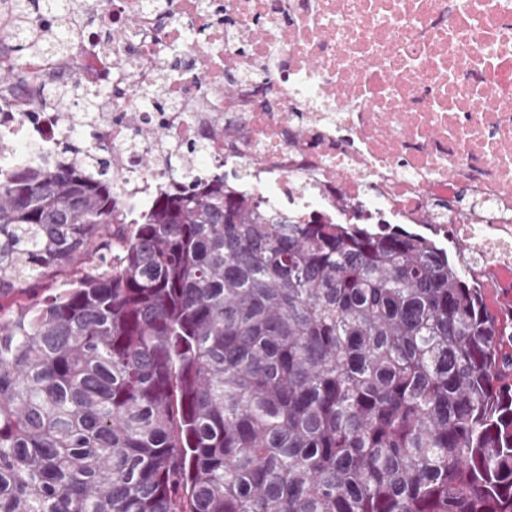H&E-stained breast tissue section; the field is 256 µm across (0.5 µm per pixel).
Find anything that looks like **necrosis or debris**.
I'll return each mask as SVG.
<instances>
[{
	"label": "necrosis or debris",
	"mask_w": 512,
	"mask_h": 512,
	"mask_svg": "<svg viewBox=\"0 0 512 512\" xmlns=\"http://www.w3.org/2000/svg\"><path fill=\"white\" fill-rule=\"evenodd\" d=\"M94 27L34 76L102 89L28 122L0 115V165L52 163L62 130L108 151L127 210L144 208L172 148L249 165L241 190L332 224H403L481 286L512 288V0H75ZM186 64L160 80L172 52ZM161 83L166 112L135 90ZM146 132L134 138L132 125Z\"/></svg>",
	"instance_id": "1"
}]
</instances>
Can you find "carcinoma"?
<instances>
[{
  "mask_svg": "<svg viewBox=\"0 0 512 512\" xmlns=\"http://www.w3.org/2000/svg\"><path fill=\"white\" fill-rule=\"evenodd\" d=\"M39 50L0 87L83 97L35 83ZM202 149L128 214L82 136L0 171V512H512V310L402 228L263 208Z\"/></svg>",
  "mask_w": 512,
  "mask_h": 512,
  "instance_id": "obj_1",
  "label": "carcinoma"
}]
</instances>
